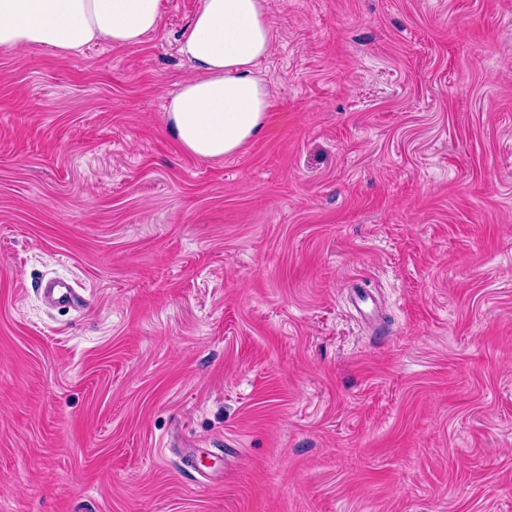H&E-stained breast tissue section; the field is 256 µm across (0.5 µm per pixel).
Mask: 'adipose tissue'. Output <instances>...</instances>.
Segmentation results:
<instances>
[{
  "label": "adipose tissue",
  "mask_w": 512,
  "mask_h": 512,
  "mask_svg": "<svg viewBox=\"0 0 512 512\" xmlns=\"http://www.w3.org/2000/svg\"><path fill=\"white\" fill-rule=\"evenodd\" d=\"M164 6L165 0H0V47L71 53L97 43L136 44L159 29ZM272 40L261 0H202L180 40L198 75L165 107L182 150L221 158L262 131L269 92L254 70Z\"/></svg>",
  "instance_id": "obj_1"
}]
</instances>
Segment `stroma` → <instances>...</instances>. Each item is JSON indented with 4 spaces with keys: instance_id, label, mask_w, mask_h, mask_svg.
<instances>
[{
    "instance_id": "stroma-1",
    "label": "stroma",
    "mask_w": 512,
    "mask_h": 512,
    "mask_svg": "<svg viewBox=\"0 0 512 512\" xmlns=\"http://www.w3.org/2000/svg\"><path fill=\"white\" fill-rule=\"evenodd\" d=\"M201 4L0 48V512H512V0H262L221 159ZM273 31L260 0H203L180 40L181 54L202 74L165 107L166 124L185 152L224 158L263 129L269 92L254 70Z\"/></svg>"
}]
</instances>
